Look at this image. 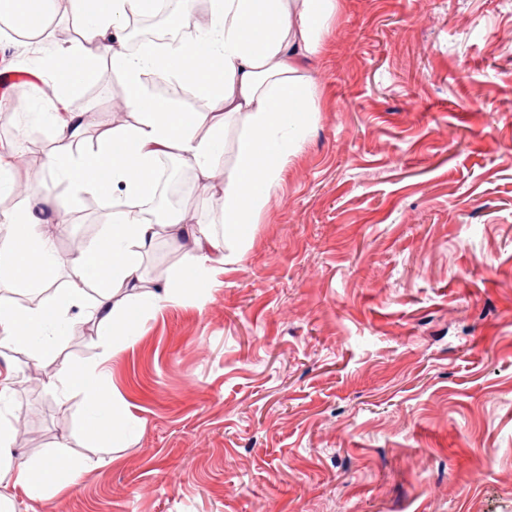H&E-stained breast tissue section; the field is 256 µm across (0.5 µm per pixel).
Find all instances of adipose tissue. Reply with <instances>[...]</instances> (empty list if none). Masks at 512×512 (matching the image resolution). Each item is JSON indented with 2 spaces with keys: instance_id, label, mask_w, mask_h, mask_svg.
<instances>
[{
  "instance_id": "adipose-tissue-1",
  "label": "adipose tissue",
  "mask_w": 512,
  "mask_h": 512,
  "mask_svg": "<svg viewBox=\"0 0 512 512\" xmlns=\"http://www.w3.org/2000/svg\"><path fill=\"white\" fill-rule=\"evenodd\" d=\"M156 0H70L82 26V41L51 53L50 78L62 89L90 81L107 59L125 80L127 121L114 124L96 147L78 151L84 120L76 112H43L55 143L44 161L48 175L65 181L74 194H91L112 204L110 222L72 256L78 277L68 288L54 285L53 243L42 227L64 224L65 202L42 197L27 187L20 206L0 213V280L52 289L46 301L17 306L0 303V347L24 349L32 359L52 356L70 335L69 313L94 285L89 316L107 330L92 366H64L63 389L84 398L83 429L104 447L118 446L130 433L123 399L105 398L106 364L116 346L134 343L146 311L202 294L218 266L239 260L248 238L290 157L302 146L316 120L318 106L305 78L309 59L320 47L321 33L336 8L335 0H211L205 18L193 19L186 0H174L172 14L192 22L197 40L163 49L130 53L123 31L129 17L154 11ZM187 86L211 100L208 112H189L162 102L143 81L146 75ZM238 128L235 162L225 171L218 192L224 195V233L215 238L189 224L183 211H167L164 221L144 217L145 201L158 194L157 170L165 157L178 158L200 183H209L224 153L229 129ZM190 251V260L158 291L146 290L142 265L162 229ZM234 252H225V244ZM125 288L124 304L114 303L113 287ZM77 461L50 454L39 460L19 456L12 428L0 423V482L33 498L60 491Z\"/></svg>"
}]
</instances>
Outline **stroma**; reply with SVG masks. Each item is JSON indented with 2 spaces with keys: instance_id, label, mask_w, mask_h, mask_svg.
Segmentation results:
<instances>
[{
  "instance_id": "1",
  "label": "stroma",
  "mask_w": 512,
  "mask_h": 512,
  "mask_svg": "<svg viewBox=\"0 0 512 512\" xmlns=\"http://www.w3.org/2000/svg\"><path fill=\"white\" fill-rule=\"evenodd\" d=\"M54 44L0 29V73L29 86L0 117L2 155L53 146L30 72ZM308 74L317 121L240 261L147 312L112 358L135 422L113 462L96 464L81 396L51 386L98 359L85 308L55 358L0 349L14 448L82 464L60 495L10 492L11 512H512V0H337ZM124 93L106 59L65 90L82 147L123 121ZM176 171L179 208L221 232L223 197ZM21 176L72 201L67 228L43 227L68 287V240L110 205ZM186 261L161 237L144 279Z\"/></svg>"
}]
</instances>
